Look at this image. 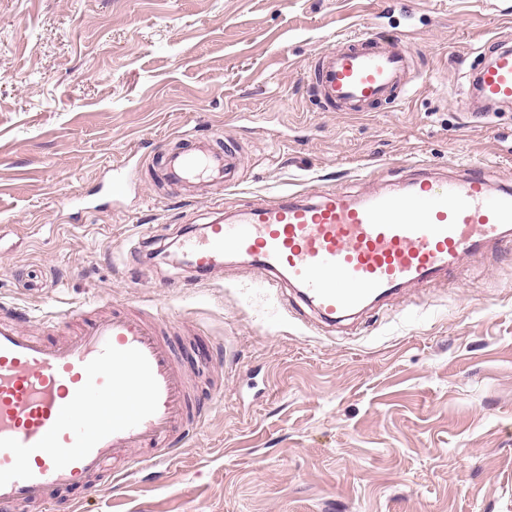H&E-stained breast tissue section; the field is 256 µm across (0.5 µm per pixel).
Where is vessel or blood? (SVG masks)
<instances>
[{
  "instance_id": "vessel-or-blood-1",
  "label": "vessel or blood",
  "mask_w": 512,
  "mask_h": 512,
  "mask_svg": "<svg viewBox=\"0 0 512 512\" xmlns=\"http://www.w3.org/2000/svg\"><path fill=\"white\" fill-rule=\"evenodd\" d=\"M473 68L471 95L487 108L512 104V49L488 44ZM410 45L373 31L315 56L313 94L327 112H364L409 87ZM232 156L196 140L166 152L168 182H228ZM512 244V187L482 170L434 179L420 175L355 196L322 189L313 198L285 190L187 235L181 253L200 273L229 255L288 281L320 320L335 325L407 287L435 284L468 255ZM84 319L79 333L47 341L28 314L0 308V512L53 508L59 490L95 495L126 467L170 463L197 427L191 387L175 348L146 310Z\"/></svg>"
}]
</instances>
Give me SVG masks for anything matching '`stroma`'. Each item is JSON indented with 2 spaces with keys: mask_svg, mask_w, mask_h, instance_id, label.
<instances>
[{
  "mask_svg": "<svg viewBox=\"0 0 512 512\" xmlns=\"http://www.w3.org/2000/svg\"><path fill=\"white\" fill-rule=\"evenodd\" d=\"M409 41L400 101L325 112L316 53L363 31ZM491 0H0V305L145 308L209 345L193 438L159 473L80 491L77 512H512V248L469 256L328 327L241 261L198 280L178 241L280 189L356 195L480 168L512 185V109L473 120L466 74ZM227 145L240 181L186 196L166 150ZM131 188L111 192L127 156Z\"/></svg>",
  "mask_w": 512,
  "mask_h": 512,
  "instance_id": "obj_1",
  "label": "stroma"
}]
</instances>
